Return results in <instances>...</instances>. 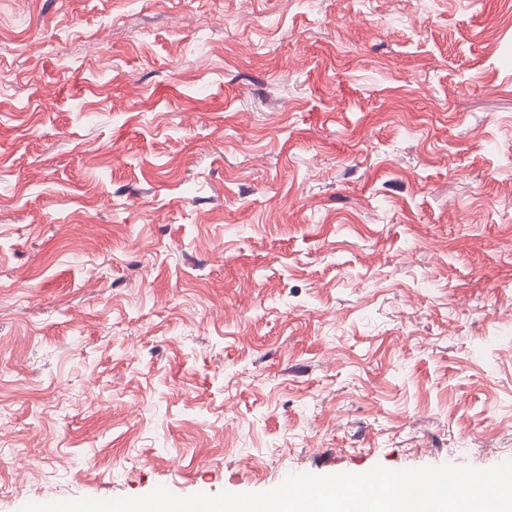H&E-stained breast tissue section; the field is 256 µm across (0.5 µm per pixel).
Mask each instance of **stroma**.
Listing matches in <instances>:
<instances>
[{"instance_id": "1", "label": "stroma", "mask_w": 512, "mask_h": 512, "mask_svg": "<svg viewBox=\"0 0 512 512\" xmlns=\"http://www.w3.org/2000/svg\"><path fill=\"white\" fill-rule=\"evenodd\" d=\"M511 152L512 0H0V512L512 459Z\"/></svg>"}]
</instances>
